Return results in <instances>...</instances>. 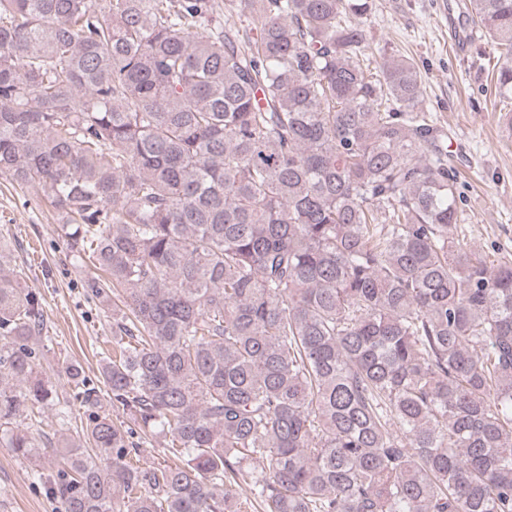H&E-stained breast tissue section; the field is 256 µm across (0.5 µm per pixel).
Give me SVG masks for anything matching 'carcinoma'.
Segmentation results:
<instances>
[{
	"mask_svg": "<svg viewBox=\"0 0 512 512\" xmlns=\"http://www.w3.org/2000/svg\"><path fill=\"white\" fill-rule=\"evenodd\" d=\"M371 11L0 0V174L112 311L99 383L70 364L59 396L0 242V444L62 512H512V261L449 233V136L412 60L365 64ZM464 14L512 112V0ZM157 439L177 461L140 464Z\"/></svg>",
	"mask_w": 512,
	"mask_h": 512,
	"instance_id": "obj_1",
	"label": "carcinoma"
}]
</instances>
